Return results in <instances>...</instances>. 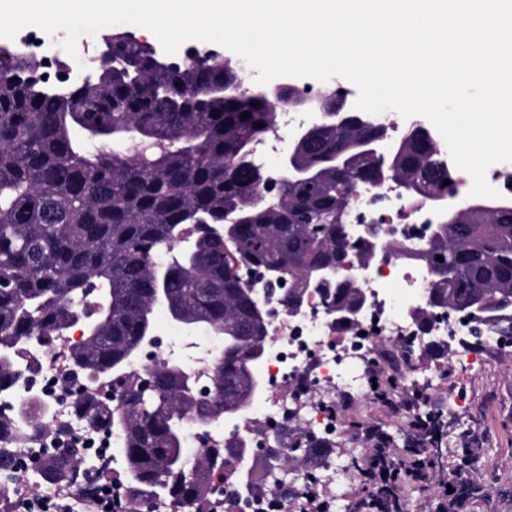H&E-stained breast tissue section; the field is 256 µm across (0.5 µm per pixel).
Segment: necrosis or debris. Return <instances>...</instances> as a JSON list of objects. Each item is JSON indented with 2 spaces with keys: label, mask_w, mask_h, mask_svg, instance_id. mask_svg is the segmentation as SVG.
<instances>
[{
  "label": "necrosis or debris",
  "mask_w": 512,
  "mask_h": 512,
  "mask_svg": "<svg viewBox=\"0 0 512 512\" xmlns=\"http://www.w3.org/2000/svg\"><path fill=\"white\" fill-rule=\"evenodd\" d=\"M352 215L357 224L384 225L385 246L393 254L387 262L376 261L365 269L352 264L341 270V279L357 281L368 294L365 309L354 325L340 323L335 313L322 307L317 293L310 297L304 312L294 316L288 315L281 297L270 300V339L264 365L268 390L252 404L246 420L238 426L239 434L249 437L254 447L287 446V431L292 426L326 439L340 436L336 406L344 399L371 397L367 364L380 347L402 349L406 373L420 376L423 383L435 385L441 381L440 374L419 372L412 354L404 350L408 339L417 333L409 312L422 305L432 286L417 253L429 237V226L439 223V213L382 184L359 189L352 202ZM79 336V329H72L50 350L31 342L27 360L40 367L35 388L53 400L56 423L64 425L87 446L121 447L119 433L106 434L75 419L67 402L61 399L59 382L65 369V353ZM175 355L198 371L199 388L209 389L210 353L194 340L172 343L157 339L153 346L141 351L131 373L142 375L155 359ZM249 467L253 482L280 481L296 488L292 512H303L304 497L313 491L323 494L335 512L354 481L350 462L336 457L322 463L311 483L295 479L288 471H269L259 457L252 458Z\"/></svg>",
  "instance_id": "1"
}]
</instances>
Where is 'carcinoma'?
<instances>
[{"label": "carcinoma", "mask_w": 512, "mask_h": 512, "mask_svg": "<svg viewBox=\"0 0 512 512\" xmlns=\"http://www.w3.org/2000/svg\"><path fill=\"white\" fill-rule=\"evenodd\" d=\"M94 68L91 81L55 89L36 77V57L15 46L0 52V392L24 372L32 339L51 349L80 321L83 341L66 352L70 402L89 426L122 433L123 467L98 462L54 426L52 404L34 392L0 407V443L14 444L0 446V476L18 477L27 448L52 431L64 447L40 449L36 479L70 485L74 472L92 467L97 479L110 474L130 501L214 512L236 497V483L224 486L221 500L213 484L224 479V454L236 451L227 440L187 457L184 427L203 411L186 366L159 359L146 378L127 376L154 334L155 289H165L195 327L235 340L224 364L210 369L219 399L207 432L224 420V406L250 400V353L269 339L239 269H276L288 280L291 306L305 271L353 258L345 193L378 172L364 164L338 174L326 158L382 129L356 112L328 115L322 135L298 149L321 177L278 176L267 193L253 148L272 132L277 112L294 108L298 91L276 101L254 97L218 51L174 65L157 44L123 30ZM446 160L428 126L404 136L403 178L435 190ZM228 216L244 220L226 241ZM441 224L422 255L436 268L431 305L477 297L481 327L511 324L512 209L443 215ZM321 289L342 308L360 302L357 283L336 279ZM415 423L435 449L430 461L442 463L440 417L422 410ZM288 449L297 458L273 464L298 473L324 454L301 428L288 430Z\"/></svg>", "instance_id": "carcinoma-1"}]
</instances>
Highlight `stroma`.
Instances as JSON below:
<instances>
[{
	"mask_svg": "<svg viewBox=\"0 0 512 512\" xmlns=\"http://www.w3.org/2000/svg\"><path fill=\"white\" fill-rule=\"evenodd\" d=\"M465 350L453 345L447 357L423 356L420 366H428L444 376L438 386L418 387L405 381L399 359L384 349L379 362L395 381L393 400L418 393L419 408L442 414L445 438L442 454L449 465L460 466L462 479L474 482L478 490L467 498L463 512H512V350H486L480 364L462 367ZM343 422L337 440L339 450L363 461L368 445L362 432L378 427L395 448L409 452L415 429L412 416L394 414L383 403L370 400L343 401L336 407ZM476 451L470 461H462V447Z\"/></svg>",
	"mask_w": 512,
	"mask_h": 512,
	"instance_id": "35a3bbf8",
	"label": "stroma"
}]
</instances>
